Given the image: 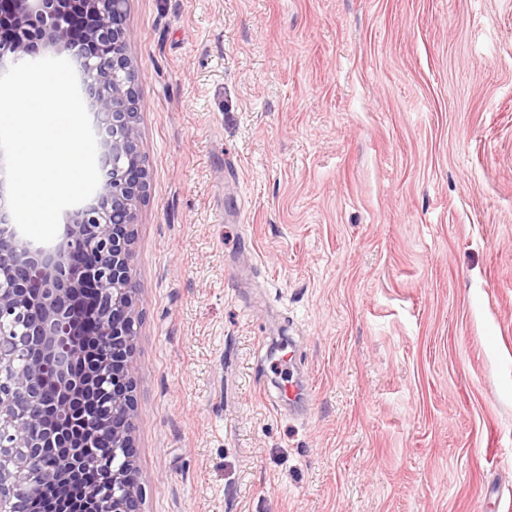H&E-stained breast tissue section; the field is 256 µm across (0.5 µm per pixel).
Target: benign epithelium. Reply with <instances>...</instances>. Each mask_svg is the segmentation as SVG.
<instances>
[{
    "mask_svg": "<svg viewBox=\"0 0 512 512\" xmlns=\"http://www.w3.org/2000/svg\"><path fill=\"white\" fill-rule=\"evenodd\" d=\"M126 0H0V73L44 48L66 52L94 112L100 179L65 211L64 241L36 245L0 206V512H24L44 485L66 499L58 448L98 474L99 512H141L133 440L132 354L139 311L132 284L134 226L148 187L137 75L128 55ZM112 44L107 66L79 50Z\"/></svg>",
    "mask_w": 512,
    "mask_h": 512,
    "instance_id": "benign-epithelium-1",
    "label": "benign epithelium"
}]
</instances>
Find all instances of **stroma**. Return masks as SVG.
I'll list each match as a JSON object with an SVG mask.
<instances>
[{
    "label": "stroma",
    "mask_w": 512,
    "mask_h": 512,
    "mask_svg": "<svg viewBox=\"0 0 512 512\" xmlns=\"http://www.w3.org/2000/svg\"><path fill=\"white\" fill-rule=\"evenodd\" d=\"M126 27L143 512H512V0Z\"/></svg>",
    "instance_id": "stroma-1"
}]
</instances>
